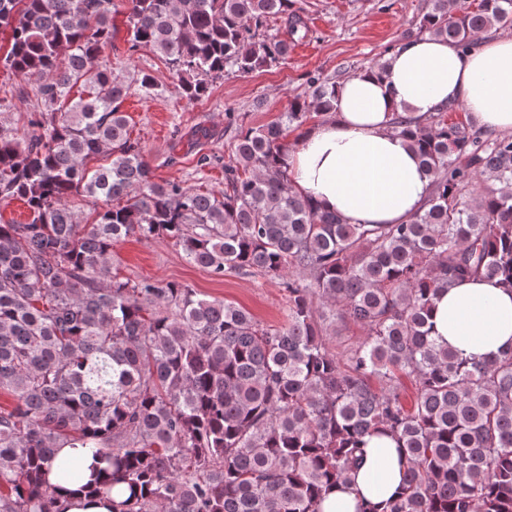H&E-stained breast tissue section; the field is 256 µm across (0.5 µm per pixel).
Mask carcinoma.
Here are the masks:
<instances>
[{
    "label": "carcinoma",
    "instance_id": "carcinoma-1",
    "mask_svg": "<svg viewBox=\"0 0 512 512\" xmlns=\"http://www.w3.org/2000/svg\"><path fill=\"white\" fill-rule=\"evenodd\" d=\"M125 3L128 51L161 55L189 102L226 72L286 63L309 33L298 0ZM114 6L0 0L3 64L38 80L27 128L0 124V203L32 215L0 222V391L14 398L0 407V512H57L48 473L73 479L65 444L104 464L91 493L125 490L112 512H320L380 429L407 460L404 488L362 512H512V349L471 361L430 322L462 281L512 288V135L448 118L454 103L396 114L429 196L404 224H349L295 190L284 162L288 132L336 110L341 83L315 72L277 120L236 133L224 190L158 183L120 110L131 84L104 59ZM274 16L288 38L268 32ZM509 26L512 0H428L399 44L441 38L465 55ZM98 156L110 162L89 168ZM130 235L216 276L285 279L286 322L111 276ZM338 323L365 331L341 356Z\"/></svg>",
    "mask_w": 512,
    "mask_h": 512
}]
</instances>
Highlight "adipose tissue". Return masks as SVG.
Wrapping results in <instances>:
<instances>
[{
  "instance_id": "adipose-tissue-1",
  "label": "adipose tissue",
  "mask_w": 512,
  "mask_h": 512,
  "mask_svg": "<svg viewBox=\"0 0 512 512\" xmlns=\"http://www.w3.org/2000/svg\"><path fill=\"white\" fill-rule=\"evenodd\" d=\"M367 69L338 90L332 119L307 129L287 157L295 190L350 224H401L422 206L429 178L391 122L398 112L425 118L463 101L470 121L512 131V37L483 38L470 54L448 41L423 37ZM440 343L484 361L512 347V290L475 278L441 293L432 313ZM405 460L392 438L368 437L352 485L338 486L321 512H359L363 502L394 496Z\"/></svg>"
}]
</instances>
